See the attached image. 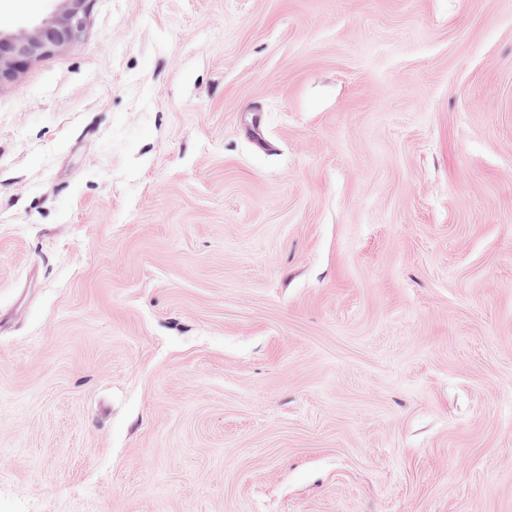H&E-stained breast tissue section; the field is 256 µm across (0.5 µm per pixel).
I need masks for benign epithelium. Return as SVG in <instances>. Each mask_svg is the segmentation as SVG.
I'll return each mask as SVG.
<instances>
[{
	"label": "benign epithelium",
	"mask_w": 512,
	"mask_h": 512,
	"mask_svg": "<svg viewBox=\"0 0 512 512\" xmlns=\"http://www.w3.org/2000/svg\"><path fill=\"white\" fill-rule=\"evenodd\" d=\"M60 2L56 15L26 33L0 30V86L15 82L31 63L80 38L89 0Z\"/></svg>",
	"instance_id": "1"
}]
</instances>
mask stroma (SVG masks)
I'll list each match as a JSON object with an SVG mask.
<instances>
[{"mask_svg": "<svg viewBox=\"0 0 512 512\" xmlns=\"http://www.w3.org/2000/svg\"><path fill=\"white\" fill-rule=\"evenodd\" d=\"M0 512H512V0H91L1 86Z\"/></svg>", "mask_w": 512, "mask_h": 512, "instance_id": "1", "label": "stroma"}]
</instances>
